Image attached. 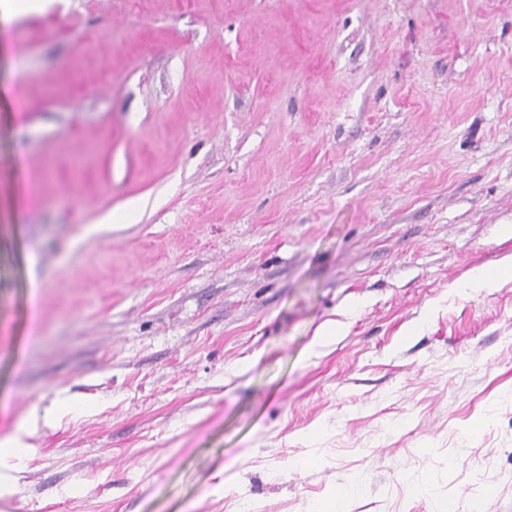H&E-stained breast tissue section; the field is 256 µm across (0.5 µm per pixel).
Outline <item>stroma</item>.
I'll list each match as a JSON object with an SVG mask.
<instances>
[{
  "label": "stroma",
  "instance_id": "stroma-1",
  "mask_svg": "<svg viewBox=\"0 0 512 512\" xmlns=\"http://www.w3.org/2000/svg\"><path fill=\"white\" fill-rule=\"evenodd\" d=\"M14 437L0 512H512V0H0Z\"/></svg>",
  "mask_w": 512,
  "mask_h": 512
}]
</instances>
